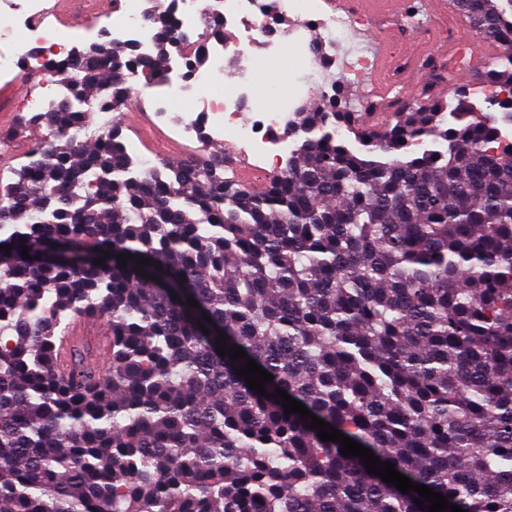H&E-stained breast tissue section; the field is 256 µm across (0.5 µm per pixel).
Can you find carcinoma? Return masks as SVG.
<instances>
[{"instance_id":"carcinoma-1","label":"carcinoma","mask_w":512,"mask_h":512,"mask_svg":"<svg viewBox=\"0 0 512 512\" xmlns=\"http://www.w3.org/2000/svg\"><path fill=\"white\" fill-rule=\"evenodd\" d=\"M457 4L500 47L481 115L400 102L368 128L334 83L260 187L222 152L140 172L121 126L82 137L70 99L120 112L126 63L151 77L185 52L170 11L149 14L152 58L75 50L71 97L17 116L6 136L47 133L0 168V512H430L278 388L466 512H512V148L490 147L512 124V0ZM90 314L103 374L99 345L68 336ZM221 334L273 375L267 395Z\"/></svg>"}]
</instances>
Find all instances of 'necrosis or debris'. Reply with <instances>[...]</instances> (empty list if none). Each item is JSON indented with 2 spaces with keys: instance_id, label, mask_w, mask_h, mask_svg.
<instances>
[{
  "instance_id": "4bbe7bcc",
  "label": "necrosis or debris",
  "mask_w": 512,
  "mask_h": 512,
  "mask_svg": "<svg viewBox=\"0 0 512 512\" xmlns=\"http://www.w3.org/2000/svg\"><path fill=\"white\" fill-rule=\"evenodd\" d=\"M298 2L175 0L178 29L197 37L203 62L190 70L185 57L174 56L151 79L139 67L124 70L126 87L149 110L144 134L125 143L130 165L149 168L167 151L204 136L221 143L228 171L241 163L262 174L280 168L296 148L285 130L301 102L286 98L277 111L257 104L252 93L256 56H278L288 41L307 33L319 34L324 49L333 53L341 49L343 34L364 22L349 9L330 7L328 0H308L303 9ZM71 5L68 19L53 20L46 0H0V81L27 79L36 99L51 106L65 93L54 67L66 63L78 44L109 41L154 56L155 34L145 16L155 10V0H71ZM216 19L231 39L204 38ZM218 73L224 84L216 83ZM147 135L156 138L155 148L145 146Z\"/></svg>"
}]
</instances>
